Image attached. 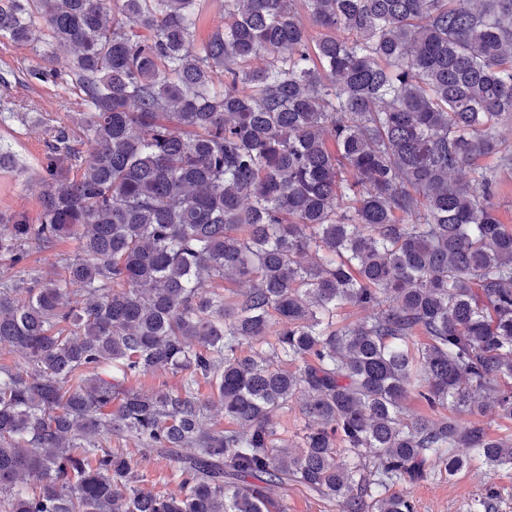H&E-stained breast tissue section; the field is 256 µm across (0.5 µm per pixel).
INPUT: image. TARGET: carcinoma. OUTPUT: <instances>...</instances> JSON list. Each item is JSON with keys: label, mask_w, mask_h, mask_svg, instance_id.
I'll return each instance as SVG.
<instances>
[{"label": "carcinoma", "mask_w": 512, "mask_h": 512, "mask_svg": "<svg viewBox=\"0 0 512 512\" xmlns=\"http://www.w3.org/2000/svg\"><path fill=\"white\" fill-rule=\"evenodd\" d=\"M199 15L0 0V47L44 61L0 75V129L28 117L13 79L65 83L79 106L36 113L37 223L0 213L18 269L0 272V347L18 354L0 362V512H287L273 494L290 486L337 512H416L404 485L512 469V434L480 419L512 420L495 202L512 0H224L200 42ZM65 242L60 275L28 266ZM154 372L180 383L129 386ZM294 403L290 448L276 418ZM215 411L227 425L206 427ZM114 438L173 460L176 488H142ZM497 500L486 486L475 512Z\"/></svg>", "instance_id": "obj_1"}]
</instances>
